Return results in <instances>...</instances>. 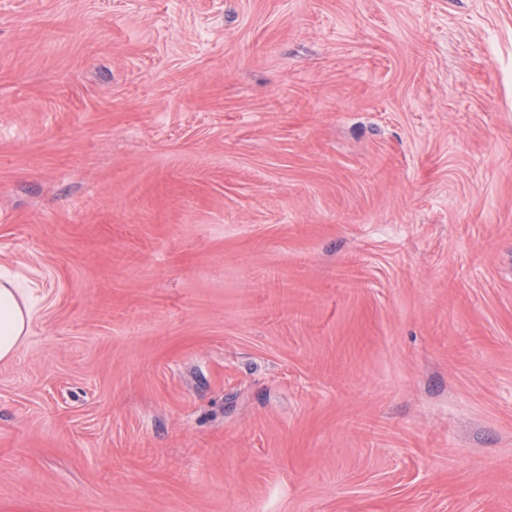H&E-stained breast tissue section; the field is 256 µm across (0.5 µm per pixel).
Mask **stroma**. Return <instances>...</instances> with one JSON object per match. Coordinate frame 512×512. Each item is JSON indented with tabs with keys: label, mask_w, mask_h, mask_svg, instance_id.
<instances>
[{
	"label": "stroma",
	"mask_w": 512,
	"mask_h": 512,
	"mask_svg": "<svg viewBox=\"0 0 512 512\" xmlns=\"http://www.w3.org/2000/svg\"><path fill=\"white\" fill-rule=\"evenodd\" d=\"M0 512H512V0H0ZM12 283H0V359L17 351L30 323V309L21 304Z\"/></svg>",
	"instance_id": "stroma-1"
}]
</instances>
